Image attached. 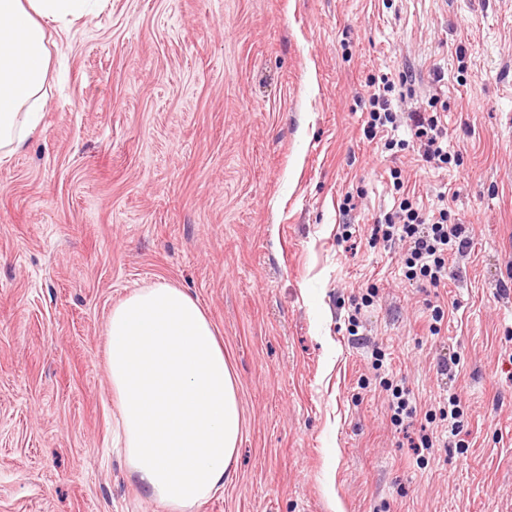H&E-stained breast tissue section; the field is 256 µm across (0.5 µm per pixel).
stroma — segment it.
I'll list each match as a JSON object with an SVG mask.
<instances>
[{"label":"stroma","instance_id":"1","mask_svg":"<svg viewBox=\"0 0 512 512\" xmlns=\"http://www.w3.org/2000/svg\"><path fill=\"white\" fill-rule=\"evenodd\" d=\"M51 40L41 124L0 163V512H161L105 368L110 309L161 279L238 380V455L198 512H512V0H100ZM380 75L389 137L439 100L459 165L364 140ZM394 170L469 227L437 333L435 289L370 240ZM377 347L417 406L401 429ZM449 394L462 447L419 448Z\"/></svg>","mask_w":512,"mask_h":512}]
</instances>
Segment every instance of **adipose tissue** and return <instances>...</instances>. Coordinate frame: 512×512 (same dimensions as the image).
I'll return each instance as SVG.
<instances>
[{
  "label": "adipose tissue",
  "mask_w": 512,
  "mask_h": 512,
  "mask_svg": "<svg viewBox=\"0 0 512 512\" xmlns=\"http://www.w3.org/2000/svg\"><path fill=\"white\" fill-rule=\"evenodd\" d=\"M90 0H0V163L36 128L51 55L48 25ZM107 373L124 458L162 512H197L223 489L242 435L237 379L205 309L160 280L114 305Z\"/></svg>",
  "instance_id": "ef3b65f1"
}]
</instances>
